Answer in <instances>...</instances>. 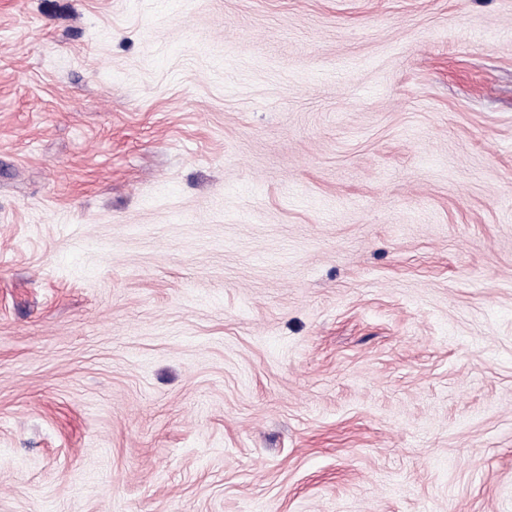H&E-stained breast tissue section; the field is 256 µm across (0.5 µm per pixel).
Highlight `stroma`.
I'll list each match as a JSON object with an SVG mask.
<instances>
[{
    "label": "stroma",
    "instance_id": "stroma-1",
    "mask_svg": "<svg viewBox=\"0 0 512 512\" xmlns=\"http://www.w3.org/2000/svg\"><path fill=\"white\" fill-rule=\"evenodd\" d=\"M0 512H512V0H0Z\"/></svg>",
    "mask_w": 512,
    "mask_h": 512
}]
</instances>
